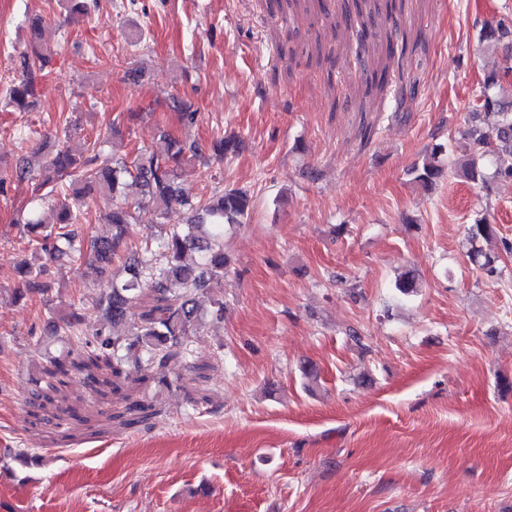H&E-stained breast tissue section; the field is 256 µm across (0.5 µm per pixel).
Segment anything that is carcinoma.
Segmentation results:
<instances>
[{"mask_svg":"<svg viewBox=\"0 0 512 512\" xmlns=\"http://www.w3.org/2000/svg\"><path fill=\"white\" fill-rule=\"evenodd\" d=\"M352 29L356 42V60L365 64L372 26L357 14ZM33 37L30 50L19 53V76L9 89L10 101L22 110L36 106L34 65L46 60L43 50L36 45L40 39L39 26L32 25ZM481 40L491 41L508 49L512 48V35L502 31V22L487 25L481 30ZM512 65L488 72L483 80L480 103L471 112V120L464 136L469 142L470 153L447 165L446 149L439 144L427 153L421 164L414 167L415 180L428 185L447 173L453 177L481 183L486 191L497 181L512 182V100L506 102L498 94L507 83V73ZM165 147L162 150L145 149L127 162L114 160L99 163L97 142L85 141L56 151L48 168L59 180L68 184L69 193L55 202V220L48 223L43 218L42 206L36 205L27 215L24 226L27 232L41 240V250L57 257L73 252H89L101 282V293L96 302L102 311L93 331L85 332V316L74 308L57 325L56 333L67 339H76L85 347L77 358L61 353L48 358L43 368V390L36 398L52 401L50 393L58 392L53 378L64 369L85 374L87 385H108L134 367L150 373L158 383L168 387L167 366L171 356L187 350L200 321V307L196 297L209 295L213 299L209 311L211 319H224V275L229 260L224 253V231L227 226L241 224L252 207L248 191L231 188L191 203L179 187L178 168L186 156L199 157L204 153L219 160L237 151L238 141L233 136L214 138L204 145L196 140L176 139L162 133ZM140 188L141 200L134 205L115 202L105 213V222L112 225V237L94 238L86 249L75 248L82 233L75 223L79 205L93 193L117 197L128 186L127 180ZM188 207L190 217L185 224H175L166 230L159 243L161 252L152 256L150 247L144 253L151 257L135 256L126 260L124 275H110L112 260L120 244L134 223L132 210L144 215L163 214L174 205ZM497 236L494 225L482 216L467 228V258L471 265L493 277L502 273L498 267L501 257H512V239L500 237V251L488 252L481 242ZM18 279L28 291L45 293L47 263L22 261L16 266ZM149 283L151 301L133 311L141 300L142 284ZM404 296L418 292L419 284L412 272H404L396 283Z\"/></svg>","mask_w":512,"mask_h":512,"instance_id":"cac0c4a2","label":"carcinoma"}]
</instances>
